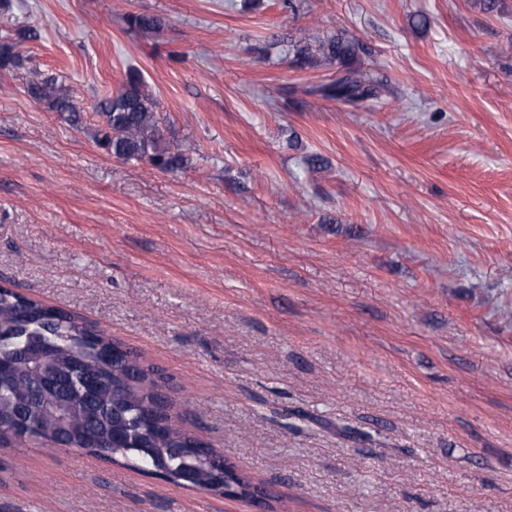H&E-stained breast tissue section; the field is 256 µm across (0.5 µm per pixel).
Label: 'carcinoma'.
Instances as JSON below:
<instances>
[{"label":"carcinoma","mask_w":512,"mask_h":512,"mask_svg":"<svg viewBox=\"0 0 512 512\" xmlns=\"http://www.w3.org/2000/svg\"><path fill=\"white\" fill-rule=\"evenodd\" d=\"M132 29L152 30L160 20L149 15H129ZM17 40L0 44V70L22 66L17 44L32 38L20 29ZM359 46L336 35L324 39L286 40V57L295 69L339 64L336 79L315 93L346 102H363L378 94L381 80L352 66ZM27 93L52 112L65 115L73 125L81 123L80 111L64 85L53 77L35 78ZM157 102L146 90L140 74L128 72L125 84L97 106L98 145L124 161H144L161 170L182 167L186 159L171 150L159 118ZM20 294L0 287V357L12 364L0 393V442L47 447L59 436L90 455L109 462L120 461L134 470L154 469L175 483L182 471L194 469L210 477L209 458L214 454L204 441L168 422L166 414L151 412L146 400H154L160 387L154 368L146 367L128 350L115 351L112 338L80 322L74 315L43 302H29L19 313ZM31 338L50 345L48 366L55 377L54 390L80 407L75 418L63 423L49 405L43 416L31 422V405L40 398L28 367L18 364L17 351Z\"/></svg>","instance_id":"obj_1"}]
</instances>
